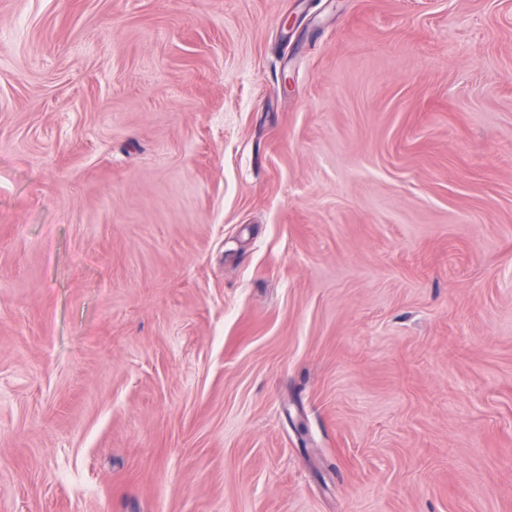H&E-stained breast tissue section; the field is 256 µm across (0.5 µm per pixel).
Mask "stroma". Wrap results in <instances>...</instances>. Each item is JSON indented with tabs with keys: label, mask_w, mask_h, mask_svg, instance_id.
<instances>
[{
	"label": "stroma",
	"mask_w": 512,
	"mask_h": 512,
	"mask_svg": "<svg viewBox=\"0 0 512 512\" xmlns=\"http://www.w3.org/2000/svg\"><path fill=\"white\" fill-rule=\"evenodd\" d=\"M0 512H512V0H0Z\"/></svg>",
	"instance_id": "stroma-1"
}]
</instances>
